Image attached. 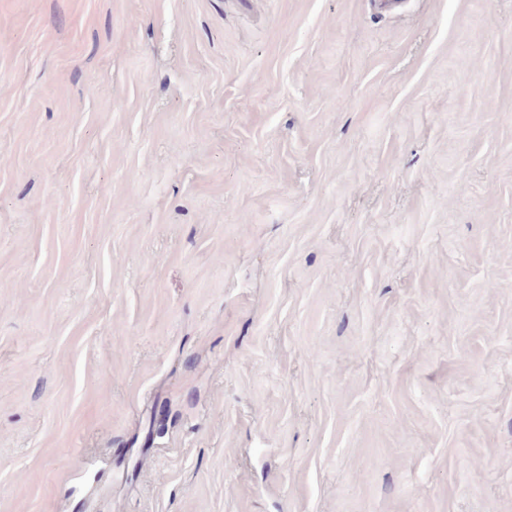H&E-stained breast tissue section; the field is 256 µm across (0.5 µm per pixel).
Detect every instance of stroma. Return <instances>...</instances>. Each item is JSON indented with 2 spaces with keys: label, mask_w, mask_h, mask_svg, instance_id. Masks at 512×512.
Returning <instances> with one entry per match:
<instances>
[{
  "label": "stroma",
  "mask_w": 512,
  "mask_h": 512,
  "mask_svg": "<svg viewBox=\"0 0 512 512\" xmlns=\"http://www.w3.org/2000/svg\"><path fill=\"white\" fill-rule=\"evenodd\" d=\"M0 512H512V0H0Z\"/></svg>",
  "instance_id": "stroma-1"
}]
</instances>
